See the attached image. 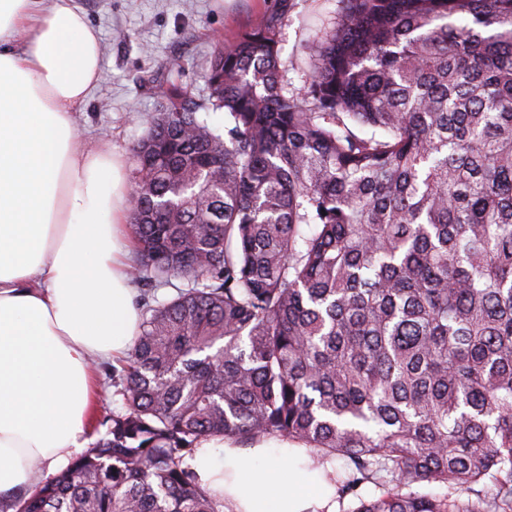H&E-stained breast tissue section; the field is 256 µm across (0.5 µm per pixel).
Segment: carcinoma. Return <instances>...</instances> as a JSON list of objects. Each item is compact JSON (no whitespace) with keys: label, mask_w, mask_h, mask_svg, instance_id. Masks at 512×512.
I'll use <instances>...</instances> for the list:
<instances>
[{"label":"carcinoma","mask_w":512,"mask_h":512,"mask_svg":"<svg viewBox=\"0 0 512 512\" xmlns=\"http://www.w3.org/2000/svg\"><path fill=\"white\" fill-rule=\"evenodd\" d=\"M292 7L215 48L202 100L142 79L125 411L14 512H224L212 439L346 459V512H512V0H337L297 90Z\"/></svg>","instance_id":"1"}]
</instances>
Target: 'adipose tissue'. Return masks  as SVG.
Returning <instances> with one entry per match:
<instances>
[{
  "instance_id": "adipose-tissue-1",
  "label": "adipose tissue",
  "mask_w": 512,
  "mask_h": 512,
  "mask_svg": "<svg viewBox=\"0 0 512 512\" xmlns=\"http://www.w3.org/2000/svg\"><path fill=\"white\" fill-rule=\"evenodd\" d=\"M100 38L72 0H0V502L35 463L66 465L92 396V361L124 352L140 317L125 256L126 165L76 150ZM302 449L204 442L192 462L229 512H329Z\"/></svg>"
}]
</instances>
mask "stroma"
<instances>
[{
    "label": "stroma",
    "instance_id": "obj_1",
    "mask_svg": "<svg viewBox=\"0 0 512 512\" xmlns=\"http://www.w3.org/2000/svg\"><path fill=\"white\" fill-rule=\"evenodd\" d=\"M282 33L281 59L289 86L300 87L307 45L336 0H294ZM99 32L102 69L88 102L77 115L81 145L111 149L130 160L131 148L147 130L157 98L140 79L155 75L207 95L203 78L211 51L231 40L275 0H74Z\"/></svg>",
    "mask_w": 512,
    "mask_h": 512
}]
</instances>
